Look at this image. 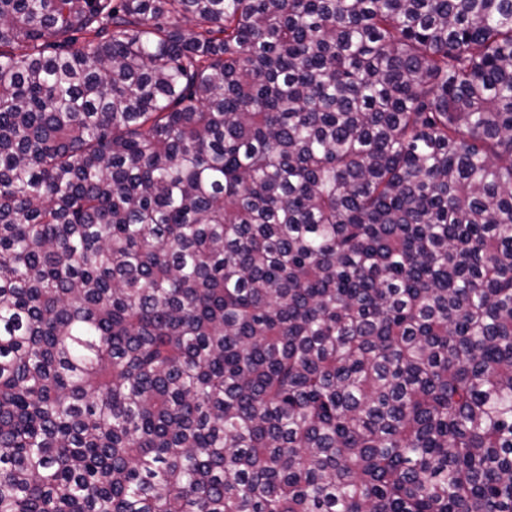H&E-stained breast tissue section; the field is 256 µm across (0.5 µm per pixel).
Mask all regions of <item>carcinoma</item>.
<instances>
[{
  "label": "carcinoma",
  "mask_w": 512,
  "mask_h": 512,
  "mask_svg": "<svg viewBox=\"0 0 512 512\" xmlns=\"http://www.w3.org/2000/svg\"><path fill=\"white\" fill-rule=\"evenodd\" d=\"M0 512H512V0H0Z\"/></svg>",
  "instance_id": "cac0c4a2"
}]
</instances>
